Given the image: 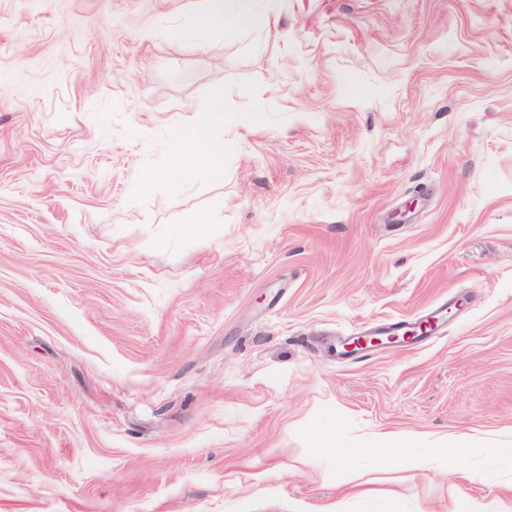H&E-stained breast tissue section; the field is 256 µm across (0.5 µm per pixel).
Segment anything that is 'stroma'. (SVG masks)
Wrapping results in <instances>:
<instances>
[{"instance_id":"35a3bbf8","label":"stroma","mask_w":512,"mask_h":512,"mask_svg":"<svg viewBox=\"0 0 512 512\" xmlns=\"http://www.w3.org/2000/svg\"><path fill=\"white\" fill-rule=\"evenodd\" d=\"M203 6L0 0V512H512V0ZM259 0H206L205 7L192 14L182 25L172 28L169 36L180 42L200 43L215 28L231 25L238 29L255 26L264 19L256 10ZM224 125L235 126L233 119L224 117V88H213L209 112L201 123L177 126L172 134L171 166L182 183L199 171L223 173ZM405 329H407V324L402 322H393L391 323L387 328L377 330V331H364L360 334L362 336H372L369 341L374 346H380V345H387V344H399L402 342L407 341L408 339H412L414 336H419L421 333H417L414 330H409L405 332ZM405 332V333H404ZM401 333H404V339L402 341H397V337ZM383 336H379V335ZM384 336H387L386 339ZM386 340V342H385Z\"/></svg>"}]
</instances>
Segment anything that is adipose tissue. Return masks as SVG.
<instances>
[{
    "label": "adipose tissue",
    "mask_w": 512,
    "mask_h": 512,
    "mask_svg": "<svg viewBox=\"0 0 512 512\" xmlns=\"http://www.w3.org/2000/svg\"><path fill=\"white\" fill-rule=\"evenodd\" d=\"M257 0H206L200 11L169 35L180 42L199 43L214 29L227 25L247 29L262 21ZM224 89L211 92L209 112L204 121L177 126L172 134L171 166L181 181L191 180L199 171L221 174L224 167Z\"/></svg>",
    "instance_id": "1"
}]
</instances>
